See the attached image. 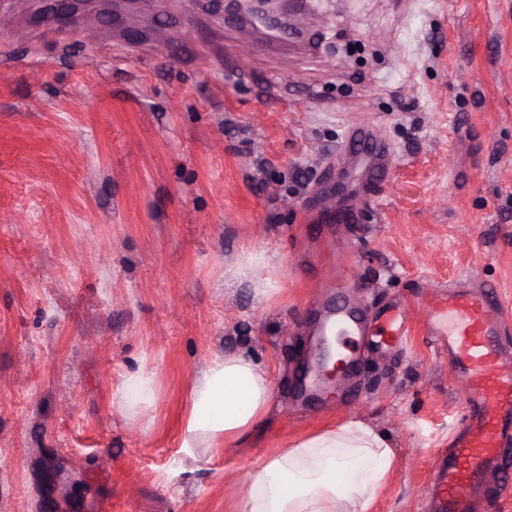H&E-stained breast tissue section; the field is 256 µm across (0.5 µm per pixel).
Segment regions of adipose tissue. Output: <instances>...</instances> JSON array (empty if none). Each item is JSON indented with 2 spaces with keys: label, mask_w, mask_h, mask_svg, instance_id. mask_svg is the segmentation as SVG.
Segmentation results:
<instances>
[{
  "label": "adipose tissue",
  "mask_w": 512,
  "mask_h": 512,
  "mask_svg": "<svg viewBox=\"0 0 512 512\" xmlns=\"http://www.w3.org/2000/svg\"><path fill=\"white\" fill-rule=\"evenodd\" d=\"M266 370L239 354L214 359L189 395L181 445L219 448L252 432L271 401ZM396 451L359 420L294 438L252 475L242 512H367Z\"/></svg>",
  "instance_id": "adipose-tissue-1"
}]
</instances>
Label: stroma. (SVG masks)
Masks as SVG:
<instances>
[{
  "mask_svg": "<svg viewBox=\"0 0 512 512\" xmlns=\"http://www.w3.org/2000/svg\"><path fill=\"white\" fill-rule=\"evenodd\" d=\"M297 21L311 42L267 46L204 0L60 27L0 0V512H241L267 457L345 419L396 450L368 512H424L463 388L421 324L340 400L300 394V328L339 281L380 306L470 277L512 315V0H312ZM362 122L391 181L332 224L355 183L310 190ZM224 354L267 369L270 409L187 457L190 388Z\"/></svg>",
  "mask_w": 512,
  "mask_h": 512,
  "instance_id": "35a3bbf8",
  "label": "stroma"
}]
</instances>
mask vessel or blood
Masks as SVG:
<instances>
[{"mask_svg":"<svg viewBox=\"0 0 512 512\" xmlns=\"http://www.w3.org/2000/svg\"><path fill=\"white\" fill-rule=\"evenodd\" d=\"M342 153L361 162L368 179L364 198L380 195L381 178L389 171L388 147L371 128L352 126ZM420 317L424 332L448 358L452 377L463 383L465 396L460 426L437 452L428 493L438 512H475L477 489H485L486 508L511 487L500 474L512 455V318L507 317L496 290H480L465 283L430 290L419 310L395 305L380 316L387 348H403L406 326ZM348 336L350 350L345 364L355 365L357 352L372 351L359 313L347 305L336 306L320 327Z\"/></svg>","mask_w":512,"mask_h":512,"instance_id":"b4317fda","label":"vessel or blood"}]
</instances>
